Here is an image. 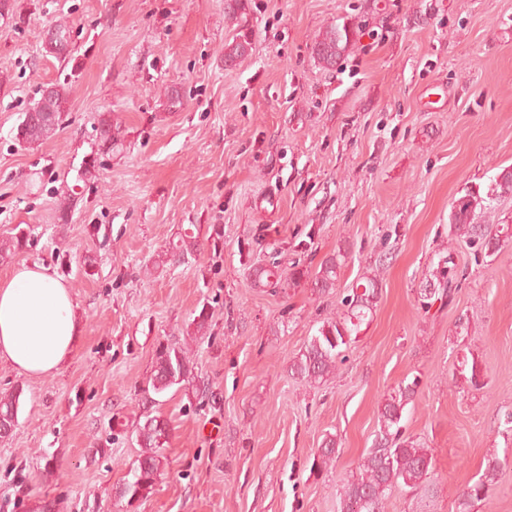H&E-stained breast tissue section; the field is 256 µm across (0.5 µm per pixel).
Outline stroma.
I'll return each instance as SVG.
<instances>
[{
  "label": "stroma",
  "mask_w": 512,
  "mask_h": 512,
  "mask_svg": "<svg viewBox=\"0 0 512 512\" xmlns=\"http://www.w3.org/2000/svg\"><path fill=\"white\" fill-rule=\"evenodd\" d=\"M58 20L71 30L64 59L43 49ZM343 23L355 45L323 67L315 40ZM242 24L252 49L225 65ZM52 83L67 89L63 126L15 144ZM168 86L181 105L167 107ZM103 112L124 146L85 180ZM509 166L512 0H249L236 24L224 0H15L0 18V238L25 232L20 260L68 284L82 334L57 373L0 364V397L21 394L0 438V512H336L382 397L411 382L402 424L434 476L394 490L386 512H458L493 454L506 473L471 512H512V245L478 257L448 235L469 190L484 199L476 223L512 224V196L493 191ZM63 187L76 194L66 224ZM187 232L201 253L154 268ZM447 247L463 273L455 303L422 311L419 288ZM341 249L326 294L253 285L255 267L314 269ZM367 273L376 306L336 376L293 378L291 360ZM203 308L207 335L188 336ZM162 344L189 349L193 378L157 407L174 429L168 465L130 504L114 489L141 453L133 429ZM466 358L485 388L461 380ZM329 434L338 457L314 467Z\"/></svg>",
  "instance_id": "1"
}]
</instances>
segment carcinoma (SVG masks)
Returning a JSON list of instances; mask_svg holds the SVG:
<instances>
[{"label": "carcinoma", "mask_w": 512, "mask_h": 512, "mask_svg": "<svg viewBox=\"0 0 512 512\" xmlns=\"http://www.w3.org/2000/svg\"><path fill=\"white\" fill-rule=\"evenodd\" d=\"M353 32L347 25H330L318 36L314 44L317 60L325 67H333L353 47ZM251 49V35L248 30H237L233 41L224 48V60L233 64L245 58ZM68 96L64 86L51 84L40 90V96L24 112L13 135L20 146L40 144L53 137L64 122ZM122 146L120 125L109 113L100 115L96 129V149L83 161L81 175L92 174L100 155H108ZM495 190L498 195L512 196V168L503 169L496 178ZM484 198L475 191L455 201L450 214L451 234L466 242L474 251L491 257L512 242V225L477 224L475 210L482 207ZM27 238L23 232L0 241V261L4 262L22 251ZM199 251V243L190 233H185L166 252L158 255L155 265L160 267L169 262H179L188 255ZM347 252L339 251L310 272L293 263L288 276H283L280 264L272 262L265 267L253 269L254 285L257 287L295 288L304 281H310L315 291L324 293L336 287L339 270ZM460 270L451 251L437 254V262L429 277L420 286L418 303L429 311L437 301L452 305L455 300ZM378 281L374 276H364L357 282L342 304L344 310L334 318L322 322L317 334L310 337L299 354L291 361L292 376L309 384H320L336 371L343 362V352L352 337L360 332L361 326L372 315L378 298ZM470 365L469 373L461 377L469 386L481 389L485 386L484 376L477 361ZM188 350L180 346H161L156 351L153 373L149 387L156 395L165 393L190 375ZM417 381L401 386L385 395L379 404L377 430L372 447L362 457L356 471L343 484L336 495V512H385L390 493L395 489L411 491L423 487L433 475V463L428 449L411 436L405 435L401 421L406 406L413 401ZM20 395L10 394L0 398V431L8 434L18 416ZM173 428L168 420L157 415L144 417L136 426V438L143 448L136 468L129 477L115 488L114 495L131 503L148 498L154 491L155 483L166 464L164 448L169 444ZM338 442L333 435L326 436L318 448L319 463L312 467H327L336 460ZM504 474L503 462L496 455L490 456L486 468L472 484L468 485L458 502L459 512H469L474 501L484 498Z\"/></svg>", "instance_id": "1"}]
</instances>
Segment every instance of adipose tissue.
<instances>
[{
  "label": "adipose tissue",
  "instance_id": "obj_1",
  "mask_svg": "<svg viewBox=\"0 0 512 512\" xmlns=\"http://www.w3.org/2000/svg\"><path fill=\"white\" fill-rule=\"evenodd\" d=\"M79 332L71 291L50 268L24 262L0 278V362L50 374L70 359Z\"/></svg>",
  "mask_w": 512,
  "mask_h": 512
}]
</instances>
